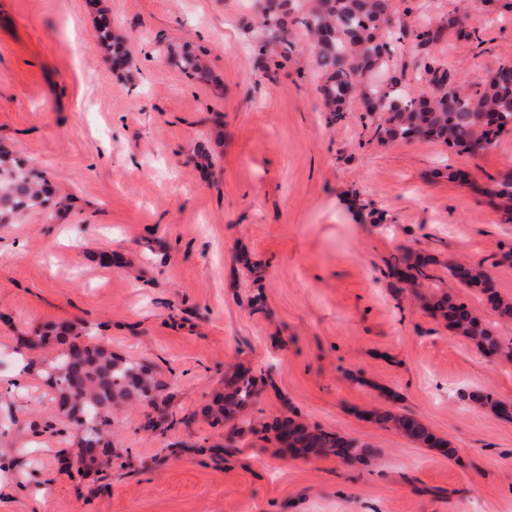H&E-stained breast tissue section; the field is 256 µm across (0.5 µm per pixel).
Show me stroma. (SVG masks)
<instances>
[{"label":"stroma","mask_w":512,"mask_h":512,"mask_svg":"<svg viewBox=\"0 0 512 512\" xmlns=\"http://www.w3.org/2000/svg\"><path fill=\"white\" fill-rule=\"evenodd\" d=\"M407 31L373 82L447 64L457 90L512 63V0H393ZM123 42L115 70L98 39ZM443 26L419 48L423 24ZM258 55L251 0H0V147L52 190L46 208L0 224V512H512V420L460 392L512 402V360L483 356L425 310L452 293L512 342L448 271L480 263L512 299V246L487 191L512 177V130L475 154L373 138L360 99L332 120L305 51ZM204 57L211 79L175 57ZM431 281L399 289L402 253ZM136 358L176 422L154 405L112 413L111 469L79 466V434L39 371L56 338ZM260 389L257 422L299 416L368 445L350 465L295 456L259 435L225 443L212 411L233 371ZM416 416L455 456L369 415ZM460 397L468 401L470 404L480 407L489 408L500 416H505L506 411L503 409L502 402L493 398L492 394L484 391H463L460 392Z\"/></svg>","instance_id":"stroma-1"}]
</instances>
